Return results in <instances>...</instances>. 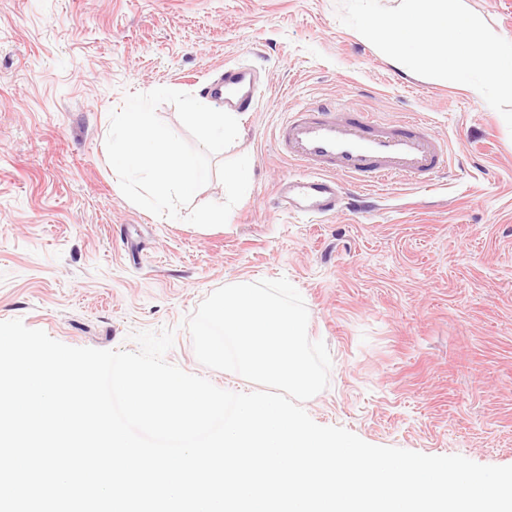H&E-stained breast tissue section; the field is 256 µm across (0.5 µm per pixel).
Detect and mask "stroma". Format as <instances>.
Wrapping results in <instances>:
<instances>
[{
	"label": "stroma",
	"mask_w": 512,
	"mask_h": 512,
	"mask_svg": "<svg viewBox=\"0 0 512 512\" xmlns=\"http://www.w3.org/2000/svg\"><path fill=\"white\" fill-rule=\"evenodd\" d=\"M259 71L257 111L212 164L250 185L226 225L156 216L121 192L109 112L169 87L208 101L225 64ZM425 120L450 146L437 185L355 193L323 223L283 209L297 166L277 125L312 101ZM287 278L323 341L317 424L367 443L512 465V130L457 83L410 76L338 18L337 0H0V321L74 347L137 350L175 332L168 363L241 393L197 360L186 320L216 289Z\"/></svg>",
	"instance_id": "35a3bbf8"
}]
</instances>
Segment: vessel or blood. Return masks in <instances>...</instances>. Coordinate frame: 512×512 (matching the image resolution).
<instances>
[{"label": "vessel or blood", "mask_w": 512, "mask_h": 512, "mask_svg": "<svg viewBox=\"0 0 512 512\" xmlns=\"http://www.w3.org/2000/svg\"><path fill=\"white\" fill-rule=\"evenodd\" d=\"M233 85L243 86L244 91L237 98L225 99V106L238 112L256 111L260 97L251 65L225 66L209 91L216 96ZM276 142L279 152L300 168L299 174L281 180L280 202L315 222L351 208L344 196L345 184L369 186L400 178L430 187L450 164L447 143L426 122H386L335 102L314 101L290 112Z\"/></svg>", "instance_id": "obj_1"}]
</instances>
